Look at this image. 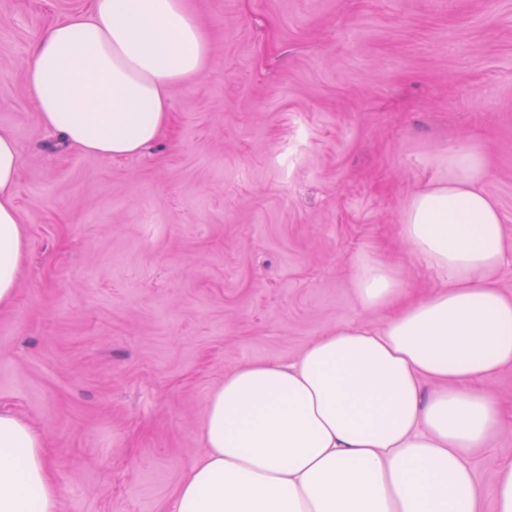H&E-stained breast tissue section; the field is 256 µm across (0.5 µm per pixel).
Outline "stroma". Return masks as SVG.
<instances>
[{
    "label": "stroma",
    "mask_w": 512,
    "mask_h": 512,
    "mask_svg": "<svg viewBox=\"0 0 512 512\" xmlns=\"http://www.w3.org/2000/svg\"><path fill=\"white\" fill-rule=\"evenodd\" d=\"M85 4L0 0V128L29 230L0 409L45 437L59 512H165L225 375L387 321L355 304L354 255L414 295L442 287L398 228L449 149L486 153L512 237V0H185L208 65L171 89L160 140L112 160L45 131L26 87L34 39ZM476 389L502 411L473 458L495 512L512 367Z\"/></svg>",
    "instance_id": "stroma-1"
}]
</instances>
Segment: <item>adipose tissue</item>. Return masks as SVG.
<instances>
[{
	"label": "adipose tissue",
	"instance_id": "obj_1",
	"mask_svg": "<svg viewBox=\"0 0 512 512\" xmlns=\"http://www.w3.org/2000/svg\"><path fill=\"white\" fill-rule=\"evenodd\" d=\"M209 52L184 0H88L35 39L27 90L44 130L122 158L160 136L171 88L203 72ZM446 168L412 195L399 235L447 287L406 299L391 266L355 256L358 306L395 314L379 329L329 332L295 362L225 376L207 403L204 454L166 512H482L472 456L500 411L469 385L512 366V296L495 285L512 239L484 187L485 153L456 147ZM19 171L18 142L0 129V308L27 256ZM59 498L43 435L0 411V512H59Z\"/></svg>",
	"mask_w": 512,
	"mask_h": 512
}]
</instances>
